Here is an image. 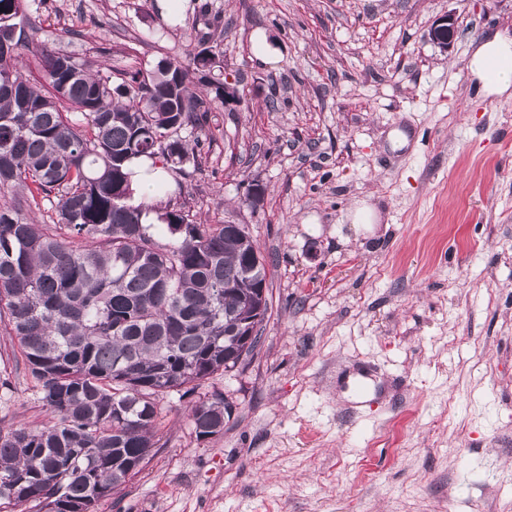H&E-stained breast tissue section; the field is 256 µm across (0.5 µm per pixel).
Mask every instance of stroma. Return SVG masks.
<instances>
[{
  "mask_svg": "<svg viewBox=\"0 0 512 512\" xmlns=\"http://www.w3.org/2000/svg\"><path fill=\"white\" fill-rule=\"evenodd\" d=\"M36 6L51 43L111 74L219 46L242 104L186 132L201 168L163 202L246 225L270 272L253 359L201 388L235 407L223 434L197 439L170 392L161 448L96 512H512V99L466 69L512 38V0ZM367 197L379 221L353 223ZM48 419L0 335V429Z\"/></svg>",
  "mask_w": 512,
  "mask_h": 512,
  "instance_id": "35a3bbf8",
  "label": "stroma"
}]
</instances>
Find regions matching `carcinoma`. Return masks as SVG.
Returning a JSON list of instances; mask_svg holds the SVG:
<instances>
[{"instance_id": "carcinoma-1", "label": "carcinoma", "mask_w": 512, "mask_h": 512, "mask_svg": "<svg viewBox=\"0 0 512 512\" xmlns=\"http://www.w3.org/2000/svg\"><path fill=\"white\" fill-rule=\"evenodd\" d=\"M28 8L0 0V85L22 92L0 91V325L50 420L0 431V510L93 512L156 454L164 395H191L254 353L268 269L243 224L167 206L145 224L131 203L133 159L198 166L201 142L181 132L224 102L218 47L114 77L50 47ZM46 204L52 223L34 222ZM228 406L218 392L196 402V438L224 433Z\"/></svg>"}]
</instances>
